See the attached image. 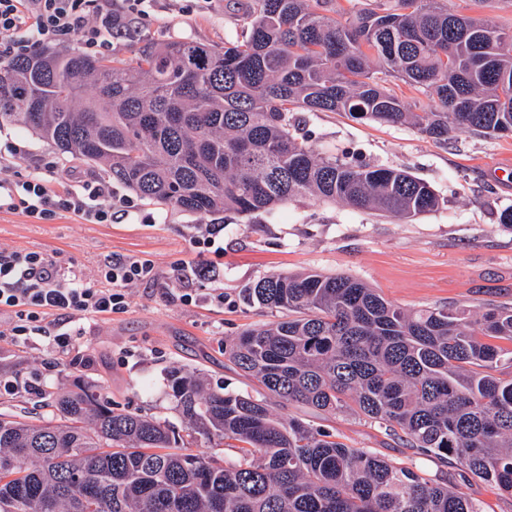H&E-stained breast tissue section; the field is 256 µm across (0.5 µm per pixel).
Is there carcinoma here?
Listing matches in <instances>:
<instances>
[{
	"mask_svg": "<svg viewBox=\"0 0 512 512\" xmlns=\"http://www.w3.org/2000/svg\"><path fill=\"white\" fill-rule=\"evenodd\" d=\"M426 95L414 112L394 82ZM342 112L409 125L437 144L512 131V30L441 0H257L224 46L147 42L129 60L72 48L0 63V125L100 163L140 198L249 220L316 196L399 220L434 211L406 170L324 156L288 113ZM250 304L287 313L249 326L224 356L262 389H204L171 375L188 437L237 448L187 452L157 418L100 388L45 395L47 417L0 414V512H480L445 482L270 411L268 398L352 411L512 496V307L407 311L352 276L267 275Z\"/></svg>",
	"mask_w": 512,
	"mask_h": 512,
	"instance_id": "obj_1",
	"label": "carcinoma"
}]
</instances>
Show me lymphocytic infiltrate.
Instances as JSON below:
<instances>
[{
    "instance_id": "obj_1",
    "label": "lymphocytic infiltrate",
    "mask_w": 512,
    "mask_h": 512,
    "mask_svg": "<svg viewBox=\"0 0 512 512\" xmlns=\"http://www.w3.org/2000/svg\"><path fill=\"white\" fill-rule=\"evenodd\" d=\"M157 0H0V60L29 54L72 37L85 48L111 49L114 37L154 22ZM61 163L45 156L25 178H0V212H19L40 222L72 214L95 224L112 221V184L84 181L80 189L54 191ZM156 277L150 261L106 258L94 277L66 274L58 256L37 251H0V311L16 320L14 341L40 335L58 347L71 340L68 319L109 314L125 306L126 286ZM57 323L45 326L49 313Z\"/></svg>"
}]
</instances>
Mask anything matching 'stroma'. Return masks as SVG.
<instances>
[{
    "label": "stroma",
    "instance_id": "stroma-1",
    "mask_svg": "<svg viewBox=\"0 0 512 512\" xmlns=\"http://www.w3.org/2000/svg\"><path fill=\"white\" fill-rule=\"evenodd\" d=\"M251 2L209 0L189 15L181 0H162L160 23L113 40L111 54L131 58L149 40L223 45L241 33ZM292 120L322 154L350 152L372 165L410 171L436 191L438 209L403 222L307 196L249 221L232 212L191 214L154 204L116 183L115 199L132 200L135 207L109 224L70 214L40 223L0 212V250L56 254L66 270L88 278L109 256L149 260L158 273L156 281L127 288L123 310L74 318L67 349L53 348L43 336L21 346L0 339V377L17 384L13 393H0V413L33 410L40 391H68L80 377L101 385L120 408L180 430L171 370L201 372L214 388L256 392V384L225 359L224 344L247 325L280 319V312L242 300L244 288L274 272L349 275L406 309L512 307V227L499 221L501 211L512 208V181L500 172L512 163V134L460 133L438 145L413 128L355 121L339 112H296ZM7 141L20 148L7 168L13 178L27 176L37 159L55 152L18 124L0 125V142ZM209 229L216 232L215 244L198 251L195 242ZM178 269L186 283L174 280ZM218 292L223 301H215ZM270 407L280 420L313 422L351 447L448 479L482 512H512V497L492 484L463 477L455 462L403 447L365 417L316 415L277 401Z\"/></svg>",
    "mask_w": 512,
    "mask_h": 512
}]
</instances>
